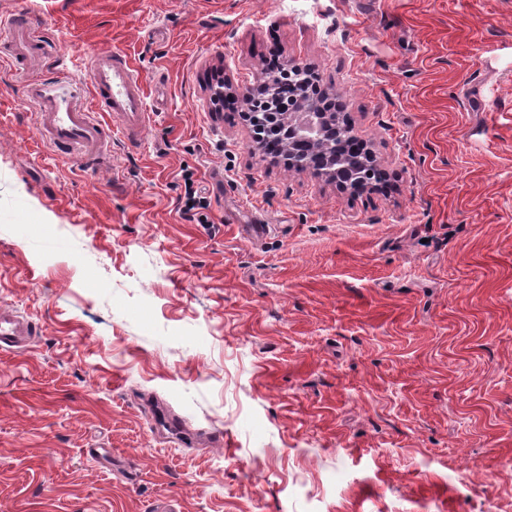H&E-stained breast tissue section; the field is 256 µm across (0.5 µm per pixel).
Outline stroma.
Here are the masks:
<instances>
[{
	"label": "stroma",
	"mask_w": 512,
	"mask_h": 512,
	"mask_svg": "<svg viewBox=\"0 0 512 512\" xmlns=\"http://www.w3.org/2000/svg\"><path fill=\"white\" fill-rule=\"evenodd\" d=\"M2 13L53 52L0 50V305L37 327L0 353V512H512V0ZM91 48L150 112L99 170L26 98ZM273 59L340 97L388 190L290 170L210 101ZM187 181H190V184H187ZM194 182L190 179L185 180V204L183 212L186 215H189V219L196 221V224H212L209 221L208 214L204 212L207 210L208 205L206 198L198 196L197 189L193 188ZM193 211V213H191Z\"/></svg>",
	"instance_id": "stroma-1"
}]
</instances>
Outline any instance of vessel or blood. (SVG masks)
<instances>
[{
	"mask_svg": "<svg viewBox=\"0 0 512 512\" xmlns=\"http://www.w3.org/2000/svg\"><path fill=\"white\" fill-rule=\"evenodd\" d=\"M0 39L8 43L15 60L44 54L45 43L34 34L28 17L14 14L0 19ZM83 79L53 75L29 84L35 123L42 136L58 151L103 165L108 132L89 107L97 101L102 111L118 120L125 138L134 140L146 124L147 108L142 80L129 60L96 50L90 53ZM36 334L32 321L9 307L0 308V350H17Z\"/></svg>",
	"mask_w": 512,
	"mask_h": 512,
	"instance_id": "vessel-or-blood-1",
	"label": "vessel or blood"
}]
</instances>
